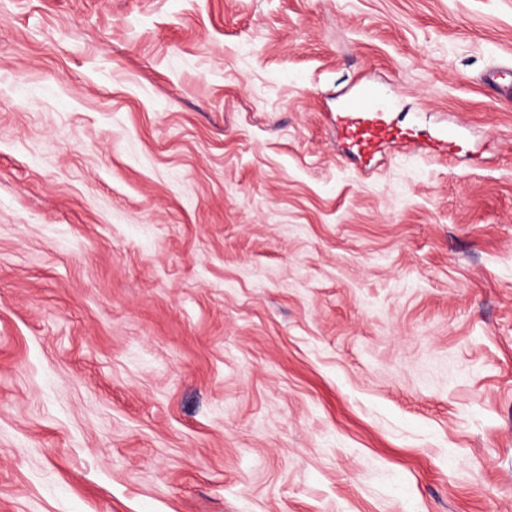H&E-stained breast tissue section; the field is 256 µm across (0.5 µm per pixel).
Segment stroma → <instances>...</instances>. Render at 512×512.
I'll use <instances>...</instances> for the list:
<instances>
[{
    "label": "stroma",
    "instance_id": "stroma-1",
    "mask_svg": "<svg viewBox=\"0 0 512 512\" xmlns=\"http://www.w3.org/2000/svg\"><path fill=\"white\" fill-rule=\"evenodd\" d=\"M510 60L512 0H0V512H512ZM364 82L419 151L343 155ZM483 81L485 87L493 94H500L505 88H508V96L512 93V68L494 67L484 73Z\"/></svg>",
    "mask_w": 512,
    "mask_h": 512
}]
</instances>
